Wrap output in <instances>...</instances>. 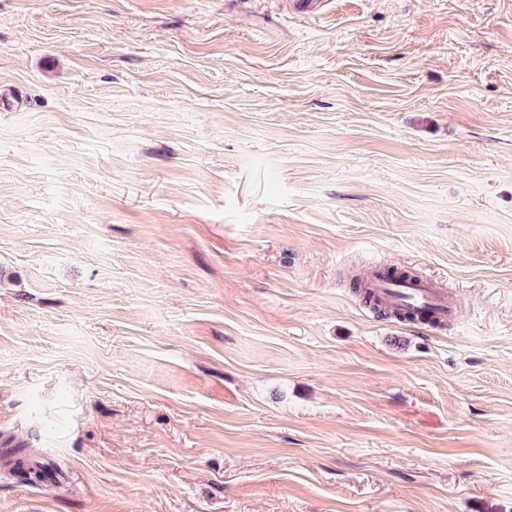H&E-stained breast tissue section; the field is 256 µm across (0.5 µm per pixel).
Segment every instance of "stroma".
<instances>
[{
  "mask_svg": "<svg viewBox=\"0 0 512 512\" xmlns=\"http://www.w3.org/2000/svg\"><path fill=\"white\" fill-rule=\"evenodd\" d=\"M0 512H512V0H0ZM380 305L398 307L413 316L409 322L446 325L456 320V308L447 292L433 278L397 279L377 266L359 283Z\"/></svg>",
  "mask_w": 512,
  "mask_h": 512,
  "instance_id": "obj_1",
  "label": "stroma"
}]
</instances>
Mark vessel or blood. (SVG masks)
<instances>
[{
    "label": "vessel or blood",
    "mask_w": 512,
    "mask_h": 512,
    "mask_svg": "<svg viewBox=\"0 0 512 512\" xmlns=\"http://www.w3.org/2000/svg\"><path fill=\"white\" fill-rule=\"evenodd\" d=\"M380 305L397 307L412 315L420 323L446 325L456 319V308L438 280L422 277L416 280L391 277L386 267L378 266L361 281Z\"/></svg>",
    "instance_id": "vessel-or-blood-1"
}]
</instances>
